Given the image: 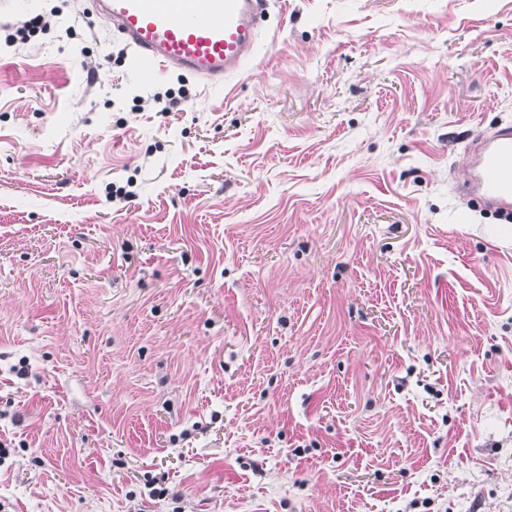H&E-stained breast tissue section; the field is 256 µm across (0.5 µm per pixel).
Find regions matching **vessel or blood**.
<instances>
[{
  "mask_svg": "<svg viewBox=\"0 0 512 512\" xmlns=\"http://www.w3.org/2000/svg\"><path fill=\"white\" fill-rule=\"evenodd\" d=\"M149 73L177 70L210 84L255 56L269 0H92ZM459 189L512 221V125L472 142Z\"/></svg>",
  "mask_w": 512,
  "mask_h": 512,
  "instance_id": "obj_1",
  "label": "vessel or blood"
}]
</instances>
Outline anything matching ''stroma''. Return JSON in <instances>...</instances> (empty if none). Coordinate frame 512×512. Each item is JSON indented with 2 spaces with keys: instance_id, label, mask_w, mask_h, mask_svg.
Returning <instances> with one entry per match:
<instances>
[{
  "instance_id": "35a3bbf8",
  "label": "stroma",
  "mask_w": 512,
  "mask_h": 512,
  "mask_svg": "<svg viewBox=\"0 0 512 512\" xmlns=\"http://www.w3.org/2000/svg\"><path fill=\"white\" fill-rule=\"evenodd\" d=\"M266 29L214 86L0 0V512H512V238L456 189L512 0Z\"/></svg>"
}]
</instances>
